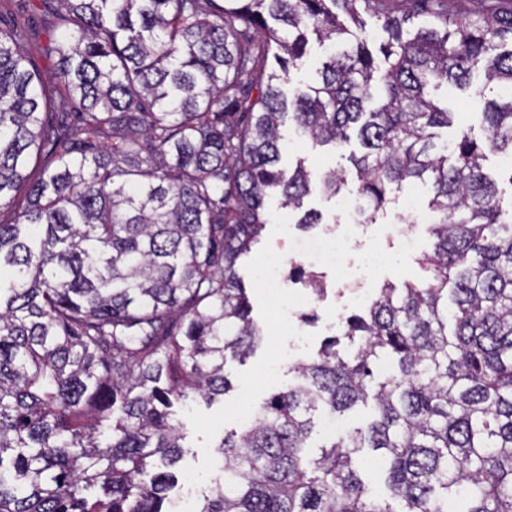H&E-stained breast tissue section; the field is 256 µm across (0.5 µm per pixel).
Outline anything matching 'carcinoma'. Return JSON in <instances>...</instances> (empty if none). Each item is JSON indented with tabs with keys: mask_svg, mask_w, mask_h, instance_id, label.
Wrapping results in <instances>:
<instances>
[{
	"mask_svg": "<svg viewBox=\"0 0 512 512\" xmlns=\"http://www.w3.org/2000/svg\"><path fill=\"white\" fill-rule=\"evenodd\" d=\"M371 2L38 0L54 7L53 88L26 31L0 27V207L27 200L0 224V512H173L175 404L224 395L227 357L263 340L238 264L270 200L348 187L342 169L280 167L285 125L314 147L358 141L366 224L402 186L426 188L436 242L423 279L342 320L353 357L332 340L224 434L200 512H395L353 465L366 449L406 512H512V208L484 167L512 157V8H382L376 45ZM312 39L340 49L294 84ZM441 86L484 100L483 141ZM368 402L367 426L307 453L318 418Z\"/></svg>",
	"mask_w": 512,
	"mask_h": 512,
	"instance_id": "carcinoma-1",
	"label": "carcinoma"
}]
</instances>
